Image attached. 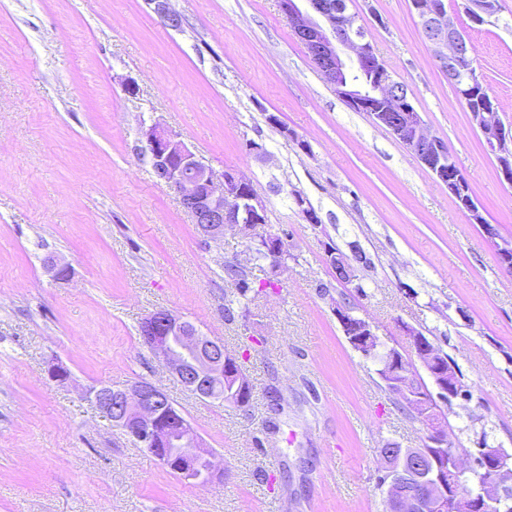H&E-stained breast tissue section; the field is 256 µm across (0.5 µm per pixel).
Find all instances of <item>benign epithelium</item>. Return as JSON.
<instances>
[{"mask_svg":"<svg viewBox=\"0 0 512 512\" xmlns=\"http://www.w3.org/2000/svg\"><path fill=\"white\" fill-rule=\"evenodd\" d=\"M148 3L154 5L155 13L168 26L181 27L182 18L170 9L169 0ZM412 5L438 65L448 80L460 88L461 99L472 110V118L497 160L501 179L512 185V129H505L500 122L496 102L473 66L467 35L448 18L445 0H414ZM279 7L296 38L339 95L367 112L376 125L388 129L448 187V194L457 199L470 223L482 228L501 267L511 271L512 240L501 237L486 223L480 204L461 179L449 147L428 134L406 86L387 75L371 43L359 35L354 19L328 0H279ZM496 8L495 0H464L465 12L478 25L488 22ZM141 137V152L150 158L156 177L176 192L181 207L205 239L218 241L225 231H234L250 246L260 249L273 267L281 265L287 248L280 237L257 233V227L265 223L266 208L248 180L232 171L216 179L178 134L157 123L142 127ZM326 255L338 282L351 284L358 279L359 267L343 252L330 246ZM333 312L354 350H375L376 329L355 314L353 305L338 302ZM406 333L417 337L414 350L437 388V399L449 400L463 394L461 379L438 363L439 352L419 337L415 329L408 327ZM140 335L142 344L185 389L200 399L215 398L216 385L237 375L232 366L238 365L239 359L226 353L222 342L200 334L192 323L168 310H156L146 316ZM89 398L114 427L139 447L155 450L158 445L167 444L173 448V455L163 457L162 463L179 479L207 484L221 477L211 450L190 424L181 418L164 417L163 410L170 398L156 383L138 379L123 389L101 385L89 390ZM426 424V445L444 447L447 429L434 418L426 420ZM484 451V461L495 466L497 472L488 486V494L493 495L500 484L512 481V469L503 449L486 447ZM408 468L422 469L421 459L408 452L391 460L390 471L394 475ZM461 468L459 458L445 471L434 464L420 477L414 497L394 499L393 512H488L490 506L502 505L500 501L468 496L457 490L454 477Z\"/></svg>","mask_w":512,"mask_h":512,"instance_id":"obj_1","label":"benign epithelium"}]
</instances>
